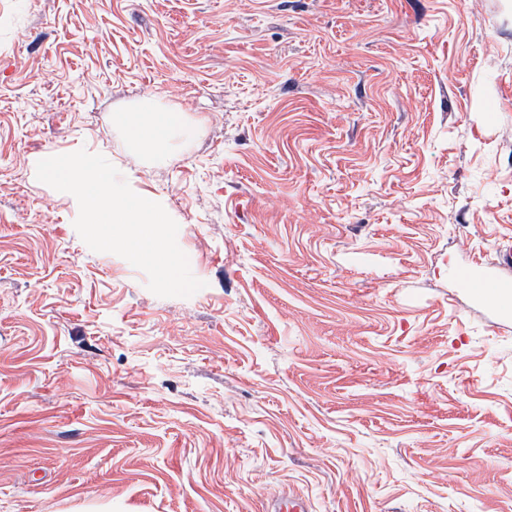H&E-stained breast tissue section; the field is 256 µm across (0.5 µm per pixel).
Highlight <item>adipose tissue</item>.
I'll return each instance as SVG.
<instances>
[{
	"mask_svg": "<svg viewBox=\"0 0 512 512\" xmlns=\"http://www.w3.org/2000/svg\"><path fill=\"white\" fill-rule=\"evenodd\" d=\"M112 121L127 131L138 151L156 161L164 159L171 144L194 132L178 107L162 106L151 98L134 109L113 113Z\"/></svg>",
	"mask_w": 512,
	"mask_h": 512,
	"instance_id": "ef3b65f1",
	"label": "adipose tissue"
}]
</instances>
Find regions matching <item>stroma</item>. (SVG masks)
Here are the masks:
<instances>
[{
  "instance_id": "stroma-1",
  "label": "stroma",
  "mask_w": 512,
  "mask_h": 512,
  "mask_svg": "<svg viewBox=\"0 0 512 512\" xmlns=\"http://www.w3.org/2000/svg\"><path fill=\"white\" fill-rule=\"evenodd\" d=\"M80 149L205 288L87 246ZM510 244L512 0H0V512H512ZM112 121L127 131L138 151L156 161L165 158L171 144L194 133L178 107L161 106L153 97L145 98L134 109L114 112ZM469 288L476 296L492 303L497 308H509L512 295L510 283L495 277L483 276L472 280ZM267 512H309L308 504L301 498L280 494L272 497L266 506Z\"/></svg>"
}]
</instances>
